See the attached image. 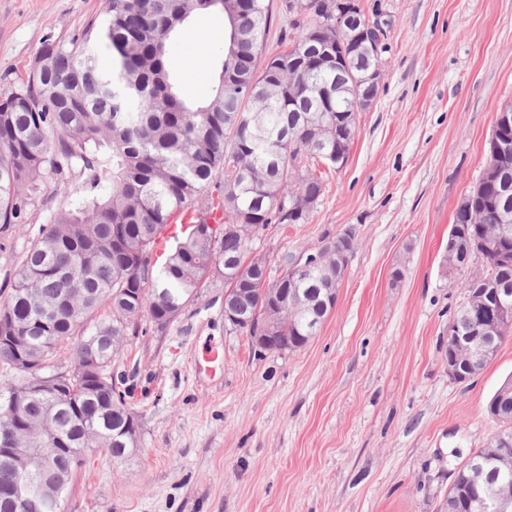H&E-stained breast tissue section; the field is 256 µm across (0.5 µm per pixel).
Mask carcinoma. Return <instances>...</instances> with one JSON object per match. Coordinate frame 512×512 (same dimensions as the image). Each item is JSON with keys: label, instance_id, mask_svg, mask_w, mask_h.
I'll list each match as a JSON object with an SVG mask.
<instances>
[{"label": "carcinoma", "instance_id": "1", "mask_svg": "<svg viewBox=\"0 0 512 512\" xmlns=\"http://www.w3.org/2000/svg\"><path fill=\"white\" fill-rule=\"evenodd\" d=\"M336 0H281V10L303 35L284 34L279 50L263 55L272 0H105L100 23L81 42L57 44L53 72L74 76L82 91L69 103L63 84L30 72L28 80L0 99V250L24 223L28 199L45 169L65 180L85 176L84 197L64 201L40 226L18 268L0 290V362L17 380L0 391V432L17 419L32 430L27 446L46 451L65 441L57 470L71 479L84 453L135 448L138 414L127 391L112 393V377L84 369L88 356L112 364L125 336L143 325L173 322L212 281L224 284V302L237 301L241 267L262 268L255 243L272 224H304L323 194L327 172L347 160L352 139L336 134L340 120L356 126L361 98L377 96L365 80L369 44L337 39L328 12ZM214 10L224 17V50L211 96L201 104L184 99L179 79L166 64L171 40L186 33L195 15ZM106 53L102 65L92 44ZM125 86L109 97L106 78ZM486 167L505 171L509 184L481 178L457 210L450 231L469 246L466 266L479 255L486 271L470 278L512 295V233L501 250H483L486 224L512 229V104L498 114ZM197 205L198 223L175 240L153 273L155 240L183 209ZM221 210L217 223L209 222ZM356 239L337 235L314 251L307 273L293 278L299 300L288 312L270 308L278 281L254 286L246 314L259 311L274 335L296 352L317 335L331 312L329 288L342 278L336 249L353 253ZM476 296L466 298L450 330L471 324ZM475 364L458 354L462 372L478 376L496 357ZM69 354L72 369L56 358ZM68 376L65 390L56 376ZM501 423L487 446L458 470L467 491L447 494L441 512H481L477 490L491 486L505 512H512V382L488 404ZM14 477L0 459V512H54L56 491L40 485L18 504L3 491Z\"/></svg>", "mask_w": 512, "mask_h": 512}]
</instances>
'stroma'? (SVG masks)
Masks as SVG:
<instances>
[{"instance_id": "obj_1", "label": "stroma", "mask_w": 512, "mask_h": 512, "mask_svg": "<svg viewBox=\"0 0 512 512\" xmlns=\"http://www.w3.org/2000/svg\"><path fill=\"white\" fill-rule=\"evenodd\" d=\"M385 25L382 80L358 112L345 164L308 223L273 224L256 247L281 258L356 231L334 310L300 351L255 354L224 327L214 282L162 329L127 337L136 452L91 450L61 512H440L454 469L498 430L486 405L512 376V338L475 379L448 375V326L482 258L445 262L458 207L481 178L498 113L512 104V0H361ZM105 0H0V97L43 48L100 21ZM170 61L207 98L224 19L203 12ZM83 179L45 171L0 251V280Z\"/></svg>"}]
</instances>
